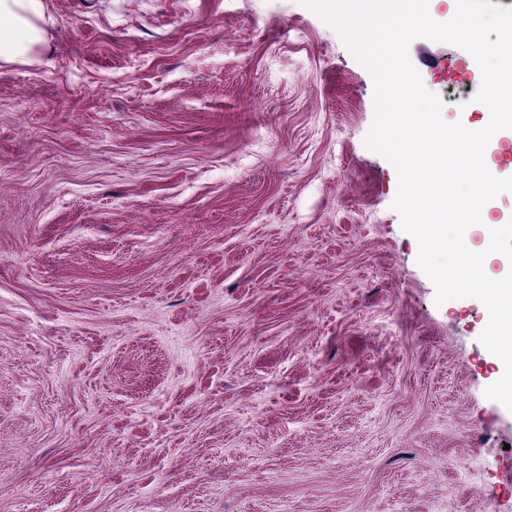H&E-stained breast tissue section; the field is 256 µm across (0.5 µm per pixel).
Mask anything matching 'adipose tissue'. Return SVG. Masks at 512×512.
<instances>
[{
	"instance_id": "ef3b65f1",
	"label": "adipose tissue",
	"mask_w": 512,
	"mask_h": 512,
	"mask_svg": "<svg viewBox=\"0 0 512 512\" xmlns=\"http://www.w3.org/2000/svg\"><path fill=\"white\" fill-rule=\"evenodd\" d=\"M44 0H0V63L28 64L47 42Z\"/></svg>"
}]
</instances>
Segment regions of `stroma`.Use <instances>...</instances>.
I'll list each match as a JSON object with an SVG mask.
<instances>
[{
  "instance_id": "obj_1",
  "label": "stroma",
  "mask_w": 512,
  "mask_h": 512,
  "mask_svg": "<svg viewBox=\"0 0 512 512\" xmlns=\"http://www.w3.org/2000/svg\"><path fill=\"white\" fill-rule=\"evenodd\" d=\"M0 64V512H512L484 304L436 305L296 0H46ZM409 56L485 127L455 46Z\"/></svg>"
}]
</instances>
